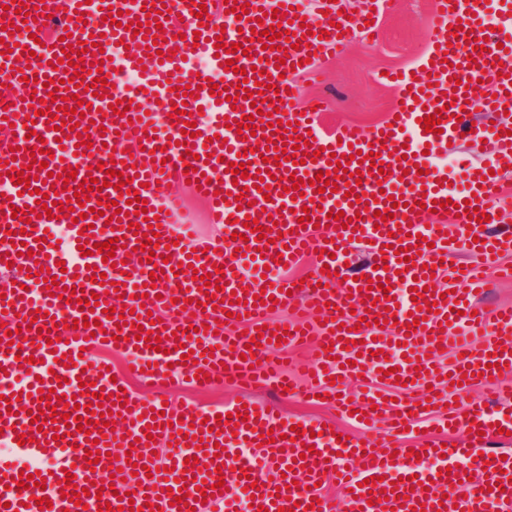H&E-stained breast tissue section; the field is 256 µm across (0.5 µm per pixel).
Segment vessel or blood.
<instances>
[{
	"instance_id": "vessel-or-blood-1",
	"label": "vessel or blood",
	"mask_w": 512,
	"mask_h": 512,
	"mask_svg": "<svg viewBox=\"0 0 512 512\" xmlns=\"http://www.w3.org/2000/svg\"><path fill=\"white\" fill-rule=\"evenodd\" d=\"M12 0H0V75L10 76L19 85L17 95L0 102V128L13 129L7 144L0 146V277L4 288L5 313L0 316V440L17 445L26 465L0 463V505L5 512H40L38 499L51 501L49 512H101L102 508L118 507L119 496L132 492L135 506L141 512L159 508L160 512H190L203 502H224L241 488H250L252 503L266 512H333L322 500L320 481L334 475L344 491L346 512H438L441 503L453 504V512H512V454L507 459H484L487 444L498 428L512 432V420L500 423L494 414L479 404L470 405L467 413L454 407L440 408L449 425L462 433L458 447L440 452L434 441L421 440L415 449H408L397 440L382 444H359L351 439L340 443L331 428L322 423L303 421L293 429L281 418L267 412L265 406L246 408L229 406V413L244 412L245 424L216 423V413L194 405L178 410L163 407L161 381L167 371L195 376L197 387L206 388L219 380H232L235 385L271 384L276 388L293 387L295 380L287 372L269 375L255 366L256 355L270 351L272 339L281 347L311 345L316 351L309 365L314 378L310 394H325L329 388L326 374L340 362L352 361V374L371 370L382 374L388 387L396 383H416L448 387L450 382L470 386L475 382L495 381L512 391V307L490 312L476 311L469 301L470 292L487 285L478 269L460 267L455 278L465 284L455 300L442 297L436 276L445 270L444 258L457 249H465L485 259L494 273L512 279V265L504 256L512 254V237L491 241L480 223L470 222L457 212L458 205L474 200L480 211L494 216L499 211L500 171L512 165V142L503 125L494 123L495 113L512 107V77L500 76L499 60L512 53V43L502 41L492 32L486 19L487 0H434V13L429 29L428 65L411 74L395 72L386 75V82L397 85L402 103L396 115L387 116L380 127L366 131L346 125L337 128L333 138H324L313 127L315 110L297 111L296 78L317 76L311 57L330 58L338 55L346 44L351 29H362L370 35L381 12L389 9L391 0H364L365 12L353 20L342 22L340 32L329 39L317 34L330 27L323 14L307 15L302 0H237L249 7L247 19H236L228 13L223 0H22L27 15L11 10ZM206 5L207 12L195 17L197 5ZM120 11L119 24L103 18L105 8ZM172 13L161 28L131 34L126 24L146 22L148 15L160 9ZM180 25H173V17ZM288 24L291 39H278L276 50L264 49L252 40V29L272 23ZM200 32L201 41H194L193 32ZM73 41L95 38V47L84 56L83 78L78 79L80 100L89 108L83 115H66V124L54 128L52 116L57 106L51 103L45 84L48 80H65L74 76V69L61 60L64 33ZM222 38L225 45H248V52L232 54L217 52L213 40ZM485 39L484 49L474 47L475 39ZM128 45L126 55H116L117 43ZM159 52L148 55L150 46ZM207 56L212 60L209 77L197 76L194 60ZM28 59L29 65L15 70L17 60ZM233 69H226V61ZM247 75H240V68ZM132 71L139 77L138 85L121 87L119 71ZM106 73L107 83H98V73ZM75 77V76H74ZM482 80L488 94L480 104L482 118L478 123L462 121L460 114L472 99V90L465 80ZM249 89H242V82ZM453 84L446 96H439L438 86ZM196 88L198 95L185 99L182 86ZM226 88V100L211 95L212 86ZM264 93L265 103L252 107L246 93ZM129 99L126 115L112 113L110 106L119 99ZM443 109L441 130L425 132L422 120L429 112ZM277 112L279 125L269 126V112ZM253 117L254 129L236 131L228 120ZM195 125L196 135H182L185 122ZM81 125L91 134V155L75 152L78 136L71 126ZM486 141L489 155L484 163L490 177L471 172L469 188L459 192L441 180L432 168L425 147H441L461 134ZM306 140V152L316 153L315 161L293 164L290 161L267 159V145L282 146L292 135ZM139 146L138 161L125 163L124 148ZM47 146L53 157L47 171L39 172L31 181L33 189L44 194H57L60 203L52 207L51 217L32 218L23 225L18 216L26 207L34 206L31 193H20L16 169L29 165L32 153ZM379 153L382 168L371 167L369 161L350 160L345 171H336V156L350 150ZM246 156L249 177L245 185H233L231 163ZM113 162L115 170L124 173L139 187L137 202H128L114 188L90 191L91 200L105 205L103 216L93 221L92 229H83L64 201L78 192L83 178L105 179L104 171H94L90 161ZM271 171L274 179L269 192H260L258 169ZM76 171L77 177L62 182V170ZM325 171L335 182L332 192L320 193L309 181L317 171ZM362 172L354 180L353 172ZM55 174L54 184H47L48 174ZM296 176L305 182L304 195L293 198L285 192L284 179ZM196 179L202 186L197 194L210 207L212 223L222 228V237L207 243L178 236L173 216L181 209L179 197L167 194L163 186L174 180ZM361 188L359 200L349 201L351 188ZM440 202L437 214L442 221L426 224L431 202ZM309 207L311 226H301L296 212ZM130 212L136 223L151 219L159 235L152 254L142 252L143 235L134 234L127 222L115 221V211ZM343 213L356 218V227H343V220H328V213ZM387 215L388 221L377 224L376 214ZM60 215L69 226L65 248H55L48 236L53 215ZM257 218L261 226L270 227L275 243L267 240L247 241L249 253L255 254L257 266L272 265L274 259L290 265L304 253L332 252L328 273H314L304 288L293 281L262 287L258 278L247 277L240 270L239 260L224 253L225 240L244 233L247 217ZM325 225L326 233L317 234L315 224ZM15 231L14 242H5L6 231ZM427 245L410 262L399 259V251L417 246L418 238ZM124 239L127 248L137 249V262L127 272L104 262L102 253L82 255L84 243H103ZM25 242L29 252L18 255L15 245ZM366 245L373 266L365 277L356 281L342 279V253L347 243ZM418 247V246H417ZM264 256H257V249ZM178 264V271L167 270V263ZM433 268L432 277H425V268ZM205 269L220 290L216 299H207L193 281L196 269ZM104 272L105 281L94 278ZM54 274L58 283L46 287L45 274ZM120 283L124 301L119 317L107 318L112 305L109 292L113 283ZM390 291H383V284ZM74 287V302L62 300L66 287ZM98 294L93 311L82 312L80 300ZM377 300L366 308L367 297ZM279 304L299 299L301 305L294 320L281 328L269 327V299ZM146 308L137 316V308ZM167 309L169 319L158 320L159 309ZM189 316H182V309ZM320 311L324 322L312 324L307 313ZM395 316L397 323L390 332H380L378 323ZM97 321L99 332L78 326L81 318ZM35 319V329H28V319ZM247 327L245 335L230 333L234 319ZM415 331H408V324ZM471 331H486L490 337L473 345L457 334L459 325ZM160 336L159 349L149 348L136 336L137 328ZM13 331L12 341H5L6 331ZM262 334L264 343L255 347L253 357H245L246 344L255 334ZM109 339L113 351L125 354L134 369L142 370L153 385L150 396H129L121 399L126 382L112 379L106 367L87 368L80 359L81 348L95 340ZM350 349H343V342ZM455 353L451 371L437 369L434 357L445 349ZM192 351L193 359L183 362V351ZM69 364H62V357ZM33 358L30 369L20 362ZM50 389V401L40 399L41 389ZM75 397L82 405V418L90 419L88 433L69 427L63 414L66 397ZM382 399L374 393L364 401L344 404V412L359 422L383 419L397 429L430 427V413L415 403L400 405L398 413L378 415L376 407ZM56 407L58 420L36 427L33 412L44 404ZM122 413L126 434L119 435L99 422V411ZM151 432L153 438H170L175 449L166 461V471H158L157 462L141 437ZM274 432L277 439L269 443L263 435ZM26 443H19V436ZM119 448L128 451L129 460L116 465L109 452ZM98 457L96 466H89L90 457ZM54 462L52 468L42 467L44 459ZM152 467V474L138 473L135 462ZM277 467L275 479H268L270 467ZM40 473L44 487L19 490L20 474ZM74 475V485H67V475ZM375 478L372 487L364 481ZM96 486L101 496L76 500V489Z\"/></svg>"
}]
</instances>
